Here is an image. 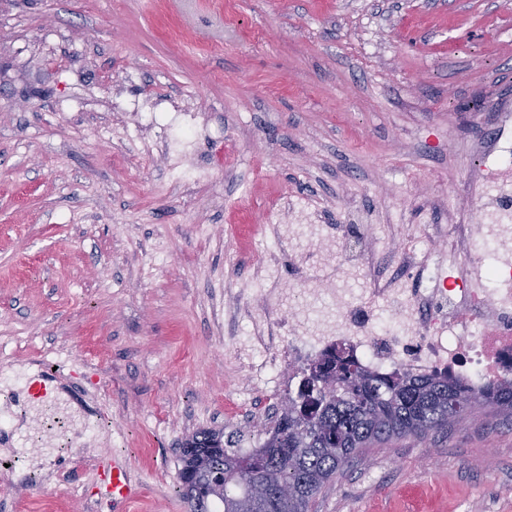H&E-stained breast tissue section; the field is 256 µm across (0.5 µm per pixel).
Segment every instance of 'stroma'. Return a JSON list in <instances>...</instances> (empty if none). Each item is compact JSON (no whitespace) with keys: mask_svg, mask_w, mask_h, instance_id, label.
Returning a JSON list of instances; mask_svg holds the SVG:
<instances>
[{"mask_svg":"<svg viewBox=\"0 0 512 512\" xmlns=\"http://www.w3.org/2000/svg\"><path fill=\"white\" fill-rule=\"evenodd\" d=\"M512 106V0H0V347L70 348L59 384L117 447L0 467L5 512H189L180 447L234 422L265 212L309 197L444 224ZM195 130L155 150L145 129ZM317 512H512V423L481 411L369 448ZM135 492L123 469L116 466L112 469V510L127 512Z\"/></svg>","mask_w":512,"mask_h":512,"instance_id":"stroma-1","label":"stroma"}]
</instances>
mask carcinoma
Instances as JSON below:
<instances>
[{"instance_id":"1","label":"carcinoma","mask_w":512,"mask_h":512,"mask_svg":"<svg viewBox=\"0 0 512 512\" xmlns=\"http://www.w3.org/2000/svg\"><path fill=\"white\" fill-rule=\"evenodd\" d=\"M477 406L511 416L512 380L473 390L437 371L380 375L335 349L302 370L262 447L241 453L240 436L222 430L189 437L183 499L190 512H311L321 489L363 449L422 438Z\"/></svg>"}]
</instances>
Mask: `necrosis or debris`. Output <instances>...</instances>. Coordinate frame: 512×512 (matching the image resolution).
I'll list each match as a JSON object with an SVG mask.
<instances>
[{"label": "necrosis or debris", "mask_w": 512, "mask_h": 512, "mask_svg": "<svg viewBox=\"0 0 512 512\" xmlns=\"http://www.w3.org/2000/svg\"><path fill=\"white\" fill-rule=\"evenodd\" d=\"M478 183L477 202L460 207L455 223L397 225L391 240L421 239L427 249L392 265L380 259V239L329 233L289 203L294 221L275 225L277 246L261 271L286 261L299 280L242 306L260 327L249 339L259 356L245 370L265 377L269 399L284 391L288 371L335 346L373 373L445 371L471 389L512 380V145ZM28 382L19 370L0 388V435L21 431L27 448H77L103 435L99 407L60 392L31 402L21 396Z\"/></svg>", "instance_id": "1"}]
</instances>
